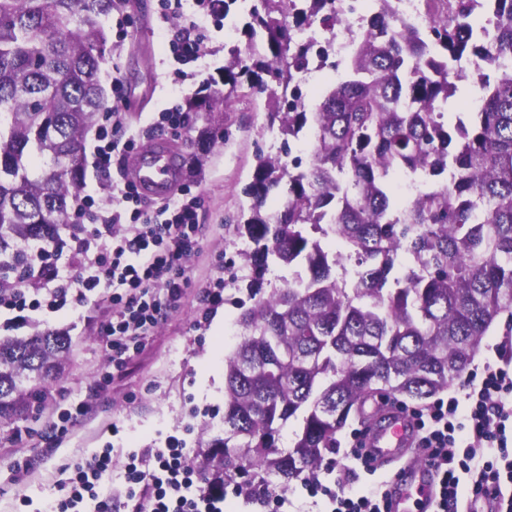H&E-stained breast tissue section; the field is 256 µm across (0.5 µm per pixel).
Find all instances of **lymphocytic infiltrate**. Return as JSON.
I'll use <instances>...</instances> for the list:
<instances>
[{
    "label": "lymphocytic infiltrate",
    "instance_id": "lymphocytic-infiltrate-1",
    "mask_svg": "<svg viewBox=\"0 0 512 512\" xmlns=\"http://www.w3.org/2000/svg\"><path fill=\"white\" fill-rule=\"evenodd\" d=\"M209 0H158L173 84L199 77L198 30L209 16ZM109 127L98 134L97 171L122 167L136 147L137 135L124 112L113 108ZM107 198L82 192L70 214L80 227L70 234L69 257L58 262L62 245L52 239L35 249L14 287L0 292V312H56L84 306L99 289L110 292L112 318L101 330L113 368L125 364L132 347L179 306L187 286V264L197 252V212L202 205L190 189L178 188L164 202L145 200L137 186L110 178ZM504 343L493 347L495 360L471 372L458 395L436 399L417 419L419 448L437 469L435 512H512V367L499 362ZM370 469L367 455L351 450L331 459L322 474L305 478L309 496H322L326 512H389L384 484L362 490L347 487L338 475ZM110 450L78 464L65 499L50 512H112L124 496L129 512H224V486L198 471L187 448L176 440L128 457L125 491L108 487Z\"/></svg>",
    "mask_w": 512,
    "mask_h": 512
}]
</instances>
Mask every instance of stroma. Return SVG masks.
I'll use <instances>...</instances> for the list:
<instances>
[{"instance_id":"stroma-1","label":"stroma","mask_w":512,"mask_h":512,"mask_svg":"<svg viewBox=\"0 0 512 512\" xmlns=\"http://www.w3.org/2000/svg\"><path fill=\"white\" fill-rule=\"evenodd\" d=\"M122 52L100 65L103 107L125 109L139 146L163 139L178 153L181 181L198 194L200 249L188 264V286L179 309L162 322L146 347L126 368L113 372L100 328L112 316L109 291L76 311L34 314L9 325L0 319V337H24L38 331L68 333L72 349L63 375L50 381L12 429H30L23 444L0 434V512H44L66 496L77 464L110 450L112 485L124 486L130 453L164 447L168 438L185 442L195 465L204 461V444L224 434V380L217 377L240 340L237 300L248 297L249 269L239 249L247 235L234 232L253 173L256 148L276 153L278 144L261 135L264 108L235 99L214 112L212 121L195 119L176 131L152 126L150 113L195 96L200 80L171 87L163 62L165 44L158 31L156 0H136ZM224 282V302L208 309L204 297ZM88 404L87 414L66 432L50 433L71 400ZM228 512H322L321 498L298 496L276 487L266 506L228 493Z\"/></svg>"}]
</instances>
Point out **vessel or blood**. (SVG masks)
<instances>
[{"mask_svg":"<svg viewBox=\"0 0 512 512\" xmlns=\"http://www.w3.org/2000/svg\"><path fill=\"white\" fill-rule=\"evenodd\" d=\"M181 163L166 143L155 142L131 159L128 170L141 193L154 199L168 197L180 176ZM417 431L409 419L390 408L373 413L364 442L381 464L402 460L412 447ZM436 472L426 458L408 463L402 478L392 486L391 512H432L435 505Z\"/></svg>","mask_w":512,"mask_h":512,"instance_id":"b4317fda","label":"vessel or blood"}]
</instances>
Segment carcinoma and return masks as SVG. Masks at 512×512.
<instances>
[{
    "label": "carcinoma",
    "mask_w": 512,
    "mask_h": 512,
    "mask_svg": "<svg viewBox=\"0 0 512 512\" xmlns=\"http://www.w3.org/2000/svg\"><path fill=\"white\" fill-rule=\"evenodd\" d=\"M475 0H429L426 33L382 13L318 102L297 73L315 44L312 24L336 25L332 0H262L246 10L248 52L224 56L222 81L264 100L280 153L257 148L245 229L251 287L269 263L300 268L242 309L241 341L225 361L224 437L206 458L224 484L258 470L250 497L266 503L314 472L351 414L373 396L423 402L465 370L490 325L512 319V0H485L494 36H477ZM113 0H0V290L28 255L69 225L85 171L84 134L103 103L100 62L112 52L104 21ZM485 62L483 100L466 120L448 111L464 80L450 64ZM210 79L186 111L211 113ZM314 135L305 168L291 144ZM453 178H448V174ZM426 190L400 201L393 179ZM351 264L358 275L344 280ZM71 340L53 331L0 338V421L59 377ZM302 417L292 449L275 435Z\"/></svg>",
    "instance_id": "carcinoma-1"
}]
</instances>
